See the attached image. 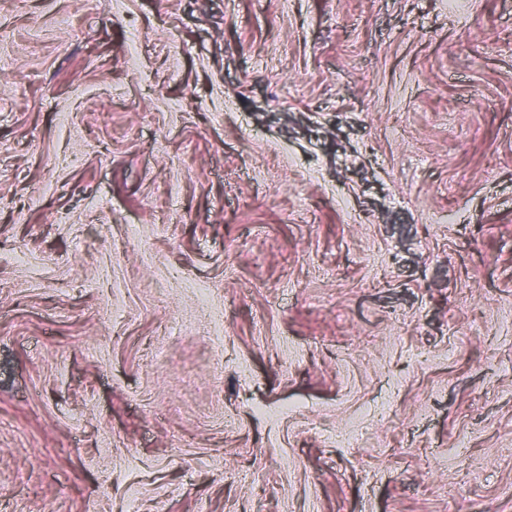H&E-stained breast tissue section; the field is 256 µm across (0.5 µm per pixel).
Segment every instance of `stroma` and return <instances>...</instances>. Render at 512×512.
<instances>
[{"instance_id":"1","label":"stroma","mask_w":512,"mask_h":512,"mask_svg":"<svg viewBox=\"0 0 512 512\" xmlns=\"http://www.w3.org/2000/svg\"><path fill=\"white\" fill-rule=\"evenodd\" d=\"M1 58L0 512H512V0H0Z\"/></svg>"}]
</instances>
